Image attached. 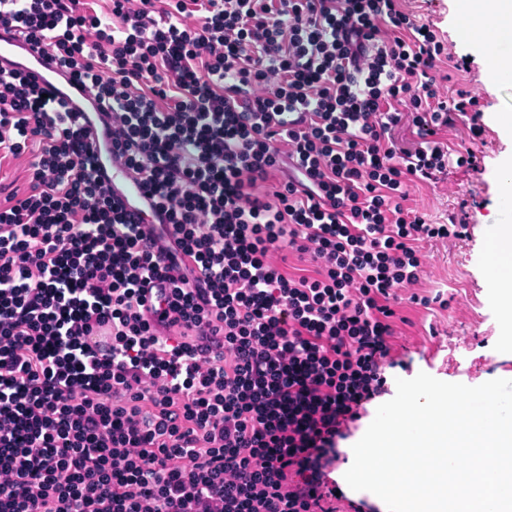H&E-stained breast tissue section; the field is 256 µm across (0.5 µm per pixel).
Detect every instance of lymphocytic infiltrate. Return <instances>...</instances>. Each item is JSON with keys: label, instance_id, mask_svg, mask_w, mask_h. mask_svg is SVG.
<instances>
[{"label": "lymphocytic infiltrate", "instance_id": "lymphocytic-infiltrate-1", "mask_svg": "<svg viewBox=\"0 0 512 512\" xmlns=\"http://www.w3.org/2000/svg\"><path fill=\"white\" fill-rule=\"evenodd\" d=\"M108 12L0 0V33L94 88L156 225L114 201L82 114L0 68V160L25 162L0 202V512H338L397 291L464 235L410 189L476 162L442 134L479 137L477 99L442 96L444 41L400 0Z\"/></svg>", "mask_w": 512, "mask_h": 512}]
</instances>
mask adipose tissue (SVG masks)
<instances>
[{
	"mask_svg": "<svg viewBox=\"0 0 512 512\" xmlns=\"http://www.w3.org/2000/svg\"><path fill=\"white\" fill-rule=\"evenodd\" d=\"M465 24L462 35L475 42L491 62L493 76L512 75V55L501 45L512 43V0H455ZM489 280L495 289L504 336L502 348L512 356V224L493 225L486 241Z\"/></svg>",
	"mask_w": 512,
	"mask_h": 512,
	"instance_id": "1",
	"label": "adipose tissue"
}]
</instances>
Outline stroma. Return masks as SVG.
Instances as JSON below:
<instances>
[{
    "mask_svg": "<svg viewBox=\"0 0 512 512\" xmlns=\"http://www.w3.org/2000/svg\"><path fill=\"white\" fill-rule=\"evenodd\" d=\"M406 10L421 21L433 22L445 36L448 58L442 64L451 75V88L471 91L478 99L483 132L477 141L476 165L449 161L437 186L411 189L407 205L428 223L448 219L466 225L465 237L424 244V271L416 289H400L395 305L406 317L394 341L395 367L388 381L410 379L425 372L449 383L478 386L487 381L512 379V358L502 352L500 314L487 272L485 236L491 225L505 221V199L499 188L501 158L512 153V139L495 126L493 115L512 112V86L492 74L487 57L460 33L454 0H402ZM466 69H457V62ZM450 297L447 309L428 310L409 300L411 293Z\"/></svg>",
    "mask_w": 512,
    "mask_h": 512,
    "instance_id": "stroma-1",
    "label": "stroma"
}]
</instances>
